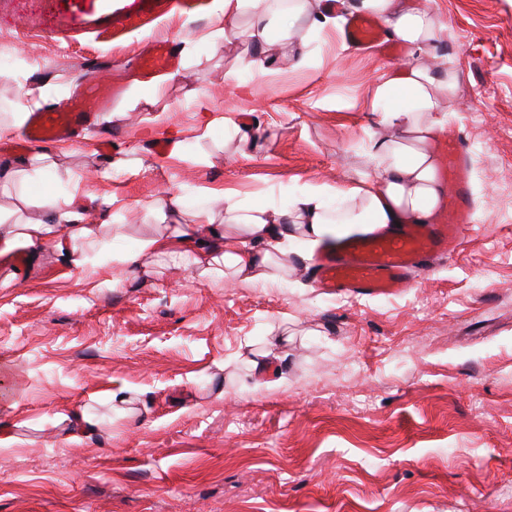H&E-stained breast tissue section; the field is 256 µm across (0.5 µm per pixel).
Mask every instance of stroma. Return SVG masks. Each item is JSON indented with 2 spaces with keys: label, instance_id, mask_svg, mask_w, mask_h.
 <instances>
[{
  "label": "stroma",
  "instance_id": "stroma-1",
  "mask_svg": "<svg viewBox=\"0 0 512 512\" xmlns=\"http://www.w3.org/2000/svg\"><path fill=\"white\" fill-rule=\"evenodd\" d=\"M418 3L447 24L458 74L444 107L469 146L475 222L457 250L373 298L320 293L299 242L294 272L268 283L168 255L0 257V432L15 437L0 446V512H512V0ZM250 23L227 26L221 0H0V57L18 63L0 72V141L18 86L59 106L124 76L91 130L0 148V214L55 188L121 252L167 196L190 212L224 198L284 212L306 186L346 183L381 130L369 91L408 53L327 28L307 37L308 66L260 68ZM166 39L191 53L143 77L140 56ZM241 122L258 153L225 139ZM37 154L49 172L6 182ZM256 351L274 357L272 388ZM81 410L97 431L67 441Z\"/></svg>",
  "mask_w": 512,
  "mask_h": 512
}]
</instances>
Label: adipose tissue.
I'll return each instance as SVG.
<instances>
[{
    "instance_id": "ef3b65f1",
    "label": "adipose tissue",
    "mask_w": 512,
    "mask_h": 512,
    "mask_svg": "<svg viewBox=\"0 0 512 512\" xmlns=\"http://www.w3.org/2000/svg\"><path fill=\"white\" fill-rule=\"evenodd\" d=\"M272 0H224V14H250L248 36L257 64L267 60L269 47L281 41L294 66L308 57L293 38L327 25L340 26L343 13H335L324 0H288L287 12H279ZM343 12H366L376 17L388 39L406 46L410 63L393 75L381 78L370 97L368 109L385 126L370 136L362 163L346 184L310 186L294 200L289 212L270 206H251L239 201L225 204L223 217L209 209L192 219L181 217L179 199H162L154 209L163 223L138 239L133 250L118 254L119 263L139 264L145 254L181 249L201 275L267 282L287 271L288 243L300 238L305 259L336 235L367 233L397 224H425L441 201L442 187L433 143L447 123L443 100L456 90L458 75L446 68L438 51L448 38V27L414 0H340ZM340 197L341 208L330 210L328 196ZM35 204L45 220L25 217L0 218V257L20 247H50L68 262H88L95 245L93 231L78 221L67 199L55 192L38 198L23 197Z\"/></svg>"
}]
</instances>
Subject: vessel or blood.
<instances>
[{
    "label": "vessel or blood",
    "mask_w": 512,
    "mask_h": 512,
    "mask_svg": "<svg viewBox=\"0 0 512 512\" xmlns=\"http://www.w3.org/2000/svg\"><path fill=\"white\" fill-rule=\"evenodd\" d=\"M345 38L360 46L384 41L383 33L362 16L350 20ZM154 51L152 59L142 62L143 71L177 67L173 43L155 42ZM122 91L121 78L115 74L96 81L79 105L63 110L44 107L31 113L24 132L26 143L70 139L93 126L97 112L107 109ZM440 156L448 191L437 223L389 226L329 244L315 260L317 284L323 292L371 297L395 294L410 287L411 271L430 270L434 260L456 251L464 230L473 222L467 202V145L458 134H449L440 144Z\"/></svg>",
    "instance_id": "b4317fda"
}]
</instances>
